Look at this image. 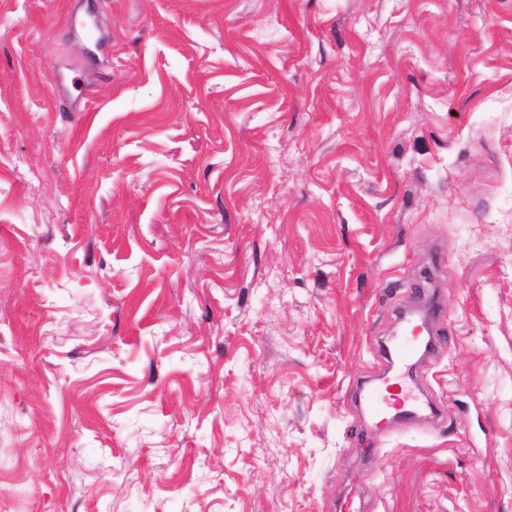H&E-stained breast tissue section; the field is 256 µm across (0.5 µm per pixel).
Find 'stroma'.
I'll use <instances>...</instances> for the list:
<instances>
[{
  "mask_svg": "<svg viewBox=\"0 0 512 512\" xmlns=\"http://www.w3.org/2000/svg\"><path fill=\"white\" fill-rule=\"evenodd\" d=\"M424 286L445 413L362 435ZM355 473L512 512V0H0V512H330Z\"/></svg>",
  "mask_w": 512,
  "mask_h": 512,
  "instance_id": "stroma-1",
  "label": "stroma"
}]
</instances>
